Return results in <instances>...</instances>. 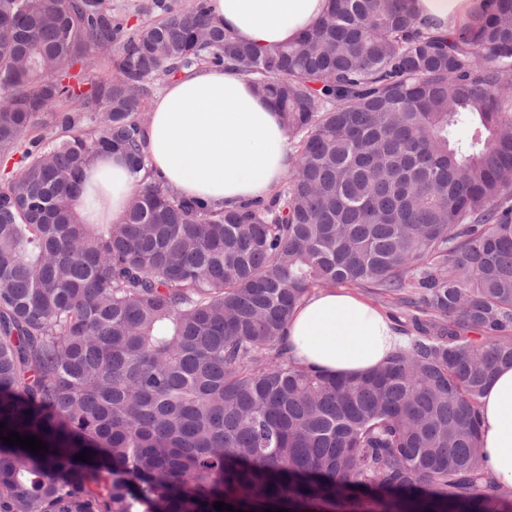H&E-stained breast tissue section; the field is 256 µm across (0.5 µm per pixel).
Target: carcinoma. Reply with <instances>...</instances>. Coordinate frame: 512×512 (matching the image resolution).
I'll return each instance as SVG.
<instances>
[{
	"mask_svg": "<svg viewBox=\"0 0 512 512\" xmlns=\"http://www.w3.org/2000/svg\"><path fill=\"white\" fill-rule=\"evenodd\" d=\"M144 12L0 0V156L20 155L0 184V435L48 448L0 441V512L512 506L480 451V398L512 365V0L452 39L415 0H330L269 51L208 0ZM227 64L277 106L291 177L218 209L145 175L119 223H85L93 155L146 169L156 83ZM48 112L61 133L28 137ZM346 285L402 309L408 346L361 376L296 364L288 314Z\"/></svg>",
	"mask_w": 512,
	"mask_h": 512,
	"instance_id": "obj_1",
	"label": "carcinoma"
}]
</instances>
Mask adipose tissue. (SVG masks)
<instances>
[{"mask_svg":"<svg viewBox=\"0 0 512 512\" xmlns=\"http://www.w3.org/2000/svg\"><path fill=\"white\" fill-rule=\"evenodd\" d=\"M328 0H210L216 25L243 42L272 49L296 39L324 14ZM436 32L454 35L483 0H416ZM154 181L216 207L267 198L290 172L295 149L275 106L229 66L179 76L155 99L146 131ZM94 197L78 207L95 224L119 222L141 180L119 154L94 155L84 169ZM282 344L301 366L338 376L368 373L406 340L390 315L357 292L324 288L289 314ZM482 461L512 489V366L481 397Z\"/></svg>","mask_w":512,"mask_h":512,"instance_id":"1","label":"adipose tissue"}]
</instances>
